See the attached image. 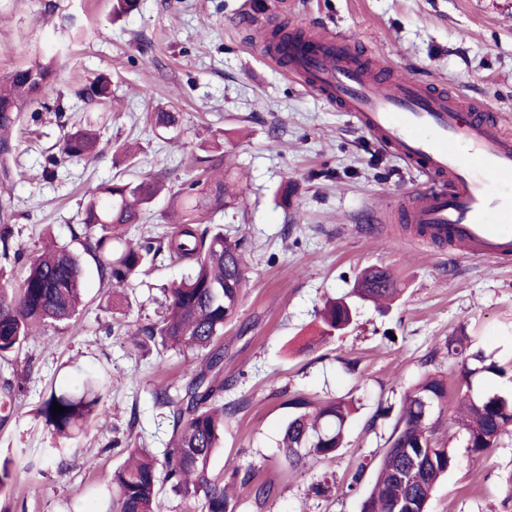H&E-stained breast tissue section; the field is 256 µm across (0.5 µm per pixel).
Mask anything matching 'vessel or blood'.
<instances>
[{
    "instance_id": "1",
    "label": "vessel or blood",
    "mask_w": 512,
    "mask_h": 512,
    "mask_svg": "<svg viewBox=\"0 0 512 512\" xmlns=\"http://www.w3.org/2000/svg\"><path fill=\"white\" fill-rule=\"evenodd\" d=\"M343 34L262 47L273 64L342 111L415 168L424 188L397 205L418 238L478 259L512 254V135L486 109L405 74L382 77Z\"/></svg>"
}]
</instances>
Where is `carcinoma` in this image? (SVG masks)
<instances>
[{"label":"carcinoma","instance_id":"1","mask_svg":"<svg viewBox=\"0 0 512 512\" xmlns=\"http://www.w3.org/2000/svg\"><path fill=\"white\" fill-rule=\"evenodd\" d=\"M58 77L54 58L36 61L0 74V172L8 175L7 160L13 151V133L20 112L43 107L44 90ZM86 101L112 103V81L99 76L80 92ZM154 125L174 132L180 114L161 109L152 115ZM112 150V142L101 141L94 130L77 128L63 133L58 153L45 163L53 168L63 161H90ZM204 164L203 180L165 187L159 179L138 182L110 180L89 190L81 210L84 249L96 262L100 281L107 284L108 298L120 307L130 306L124 289L145 272L146 267L166 260L179 261L187 275L165 295V313L156 322L134 333L133 346L153 342L164 350L204 353L198 372L179 388L154 390L155 404L173 418L171 448L158 460L143 448L126 449V460L112 472L105 512H159V494L167 490L194 503L197 512H237L239 499L224 480L209 471V460L221 437L224 424L236 412L220 394L232 385L221 377L224 326L236 316L243 286L250 271L240 238L219 224L202 225L208 213L224 208V175H216L222 160L198 159ZM168 192L177 224L159 237L137 242L124 238V228L141 224L153 200ZM10 201H0V256L24 265L17 287H0V357L15 352L37 329L47 323H65L79 312L85 268L81 258L54 244L29 256L15 244V227ZM354 294L377 304L392 301L396 294L392 277L382 270H367L358 279ZM320 335L332 339L353 321V305L344 298L325 303L319 314ZM448 358L460 366L459 379L471 387V379L483 372L505 374V370L480 351L471 349L470 337L462 333L446 342ZM102 383L88 381L78 392L53 391L42 402L40 415L52 434L75 439L81 426L102 410ZM447 385L438 375L424 377L402 403L388 448L374 466L360 465L347 489L361 484L366 469L373 478L361 502V512H425L437 481L457 464L456 455L434 437V415L444 410ZM66 408L52 413L53 403ZM296 412L288 420L280 448L288 466L306 471L336 456L344 447L345 427L354 408L350 401L324 400L314 403L301 396L291 400ZM462 428L472 458L489 454L512 426V393L474 397L465 393L460 404ZM0 467V490L31 471ZM240 485L258 505L270 495V487L251 483L244 475Z\"/></svg>","mask_w":512,"mask_h":512}]
</instances>
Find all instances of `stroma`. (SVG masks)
<instances>
[{
	"label": "stroma",
	"mask_w": 512,
	"mask_h": 512,
	"mask_svg": "<svg viewBox=\"0 0 512 512\" xmlns=\"http://www.w3.org/2000/svg\"><path fill=\"white\" fill-rule=\"evenodd\" d=\"M258 2L268 21L344 33L384 65L485 106L512 134V0H288L283 14L277 0ZM244 5L139 0L116 20L112 0H0V74L55 57L59 76L46 101L135 151L131 161L109 152L87 164L64 162L47 175L44 158L62 134L60 121L52 112H23L10 174L0 178L17 242L32 254L48 233L80 250L71 227L87 189L115 177L181 184L197 175L195 157L223 138L232 193L212 221L242 238L251 272L224 329V375L235 381L224 398L240 409L209 470L224 478L248 473L271 486L265 505L245 495L239 512H360L361 493L346 490L350 477L383 454L405 394L430 372L448 383L436 435L449 440L459 464L437 484L428 512H512V433L486 457H469L453 424L466 389L445 349L448 337L464 330L474 349L512 367V257L492 262L420 244L399 224L361 231L365 213L388 214L419 187L416 172L347 113L267 62L258 49L265 29L239 23ZM100 75L112 80L108 108L78 96ZM172 101L182 120L175 142L151 120ZM85 268L80 314L66 325H45L0 360V379L21 386L0 408V461L40 471L0 493V512H101L112 471L124 460L113 437L135 433L162 455L173 421L153 391L191 376L200 363L190 352L131 344L138 328L158 319L164 291L184 274L181 265L147 270L118 320L94 260ZM371 268L392 273L395 300L382 310L357 301L353 324L322 340L325 301L349 294ZM100 370L104 415L76 441L52 437L38 413L42 400L51 389L81 387ZM296 395L345 398L357 408L344 447L305 474L289 469L279 450ZM381 407L389 413L379 419ZM60 447L65 455H57ZM90 457L96 466H87Z\"/></svg>",
	"instance_id": "stroma-1"
}]
</instances>
